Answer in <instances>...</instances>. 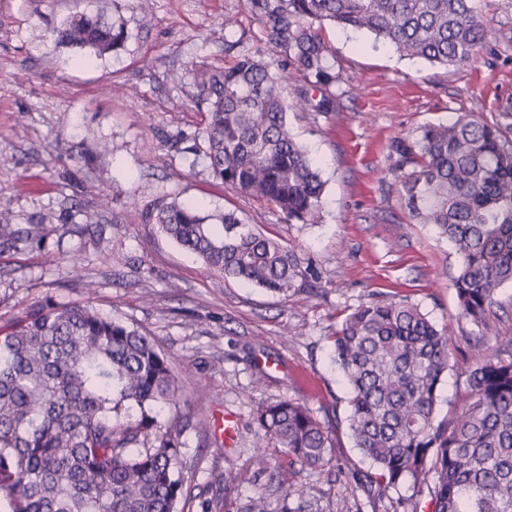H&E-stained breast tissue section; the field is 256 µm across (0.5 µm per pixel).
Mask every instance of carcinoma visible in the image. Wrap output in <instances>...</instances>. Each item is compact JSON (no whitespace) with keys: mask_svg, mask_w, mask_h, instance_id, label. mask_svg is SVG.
<instances>
[{"mask_svg":"<svg viewBox=\"0 0 512 512\" xmlns=\"http://www.w3.org/2000/svg\"><path fill=\"white\" fill-rule=\"evenodd\" d=\"M266 45L286 55L303 87L288 99L260 50L228 66L191 70L208 112L203 157L224 184L274 205L288 222L321 220L324 182L293 138L291 112L336 111L342 80L327 23L371 34L408 58L460 68L477 59L487 31L476 0H248ZM65 46L102 57L128 38L105 12L69 15L53 29ZM400 199L412 221L431 224L457 259L452 285L461 315L495 334L489 313L512 282V102L498 119L467 113L394 140ZM208 272L272 293L306 278L295 250L247 228L232 213L171 201L146 216ZM214 224L224 227L215 235ZM0 209V246L41 239ZM467 376L450 427L434 422L448 372L449 332L406 298L363 304L333 336L349 387L348 429L371 461L365 484L381 495L429 487L432 512H512V338ZM178 387L147 333L90 305L45 301L0 330V494L10 512H178L187 418L158 421ZM255 420L300 469L329 462L332 431L299 402L262 403Z\"/></svg>","mask_w":512,"mask_h":512,"instance_id":"cac0c4a2","label":"carcinoma"}]
</instances>
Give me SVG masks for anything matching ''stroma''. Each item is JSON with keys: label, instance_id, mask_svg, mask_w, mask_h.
I'll use <instances>...</instances> for the list:
<instances>
[{"label": "stroma", "instance_id": "35a3bbf8", "mask_svg": "<svg viewBox=\"0 0 512 512\" xmlns=\"http://www.w3.org/2000/svg\"><path fill=\"white\" fill-rule=\"evenodd\" d=\"M479 5L491 37L465 68L400 57L367 34L321 29L342 74L339 109L288 118L325 182L320 223L291 224L193 155L204 145L207 114L188 72L231 63L225 14L238 17L243 49L259 48L247 0H0V204L15 223L44 226L42 240L0 252V327L49 299L91 305L150 334L191 407L184 512H246L257 499L270 512H396L408 487L379 496L356 478L369 464L347 429L336 328L360 305L403 296L446 327L454 356L439 388L438 423L460 413L469 372L512 336L508 283L490 314L495 336L476 342L452 286L455 255L432 226L411 221L391 175L394 139L460 112L492 122L512 102V0ZM101 7L128 30L120 49L98 57L54 42L53 28L69 14ZM174 199L235 214L294 249L311 276L278 295L208 273L144 221ZM283 398L337 425L326 467L297 470L254 421L257 403ZM227 415L237 423L229 443L218 428ZM257 448L267 451L266 468L250 463ZM231 472L237 482L219 491Z\"/></svg>", "mask_w": 512, "mask_h": 512}]
</instances>
